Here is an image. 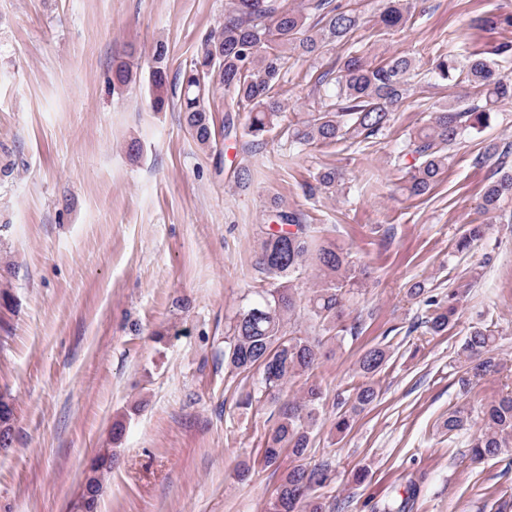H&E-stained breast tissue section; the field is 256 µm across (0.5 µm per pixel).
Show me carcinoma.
I'll list each match as a JSON object with an SVG mask.
<instances>
[{
    "label": "carcinoma",
    "mask_w": 512,
    "mask_h": 512,
    "mask_svg": "<svg viewBox=\"0 0 512 512\" xmlns=\"http://www.w3.org/2000/svg\"><path fill=\"white\" fill-rule=\"evenodd\" d=\"M412 17L411 0H387L379 22L391 30L406 25ZM359 24L357 10L336 0H301L296 7L288 6V0H225L224 22L179 74L180 111L187 127L200 145H211L215 125L209 97L217 86L224 89L227 99L223 128L228 131L233 126L232 113L244 112L247 134L258 145L277 129L297 148L375 143L385 135L396 108L408 97V77L415 69L414 59L408 55L373 65L358 52H350L339 71L326 70L316 79L315 89L324 91L328 101L297 122L287 119L281 99L288 59L296 56L316 61L336 44L349 41ZM149 68L150 107L161 112L169 105L168 47L164 42L155 43ZM431 72L446 82L460 81L473 93L464 105L456 102L435 107L397 150L395 163L408 174L401 191L410 196L427 193L448 167L453 147L465 135L488 127L497 103L512 100V79L497 73L484 57L477 56L460 66L454 55L440 53L432 61ZM511 154L508 148L499 151L492 146L477 158L479 163L494 156L498 160L499 177L488 183L483 194L482 208L486 211L512 193V170L506 169ZM314 180L316 185L308 186L310 196L317 191L336 192L343 176L326 169ZM486 232L485 224L469 225L457 243L458 251L470 249ZM310 260L321 278V287L305 301L309 319L338 345L345 340L344 332L355 334L357 326L344 324L345 301L360 287L366 269L336 244L318 240L314 228L303 223L300 214L275 208L268 214L257 259V268L270 287L249 290L224 336L225 370L259 375L253 389L241 395L239 406L247 409L263 399H275L289 380L304 378L301 396L285 405L266 435L264 459L270 465L285 452L297 459L305 457L324 399L315 374L322 357V338L291 325V317L303 301L296 289L279 283L301 275ZM470 287L469 282L460 283L448 293L446 302L431 297L425 300L427 316L420 323L425 333L437 336L448 330L456 304ZM495 342L496 336L488 328L470 331L459 353L464 363L458 379L462 391L468 392L484 378L502 372L504 365L495 355ZM389 359L387 347L373 345L357 359L358 372L369 379L379 374ZM376 398L375 387L367 381L353 388L350 408L336 415V433L346 432L353 415L371 406ZM0 405V423L6 424L0 428V447L6 448L12 444L9 422L13 411L2 399ZM473 427V461L480 463L511 453L512 392L488 402L475 416L456 408L444 421L450 433ZM115 458L112 449H98L88 477V487L95 493H102L104 471L111 468ZM330 482L329 463L296 465L275 489L266 512H327L326 503L314 491Z\"/></svg>",
    "instance_id": "cac0c4a2"
}]
</instances>
